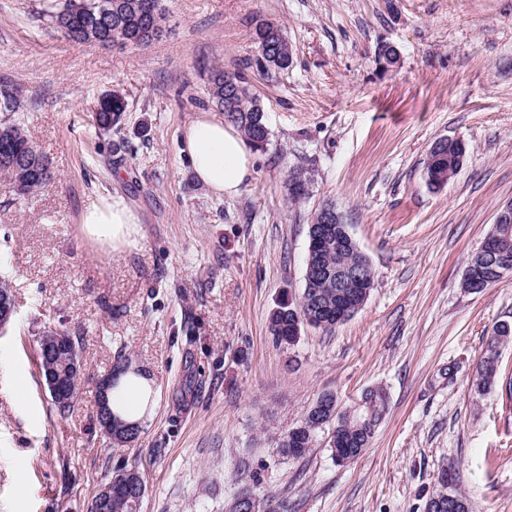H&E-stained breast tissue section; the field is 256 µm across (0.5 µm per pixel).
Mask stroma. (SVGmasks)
Returning a JSON list of instances; mask_svg holds the SVG:
<instances>
[{
    "mask_svg": "<svg viewBox=\"0 0 512 512\" xmlns=\"http://www.w3.org/2000/svg\"><path fill=\"white\" fill-rule=\"evenodd\" d=\"M38 5L0 0V80L20 88L19 115L55 174L22 202L0 174V278L16 304L0 331V512H88L120 464L144 478L140 512H229L245 471L258 497L288 496L296 512H423L443 469L471 512H512V343L491 389L476 387L489 337L512 323V277L461 286L512 199V0H165L158 39L108 48L60 39ZM261 19L292 44L287 71L253 65ZM385 42L401 53L387 73ZM215 66L247 80L270 130L224 198L181 144L213 109ZM114 90L128 108L104 134L92 111ZM442 137L467 156L433 191L425 161ZM293 170L310 180L298 201ZM112 194L140 216L136 247L83 231L85 208ZM326 202L374 286L335 330L276 344L269 315L300 296ZM50 329L83 336L93 374L120 350L149 372L152 412L132 443L100 429L93 385L58 413L36 356ZM373 386L387 413L353 463L336 465L322 434L303 458L278 455L323 392L347 406Z\"/></svg>",
    "mask_w": 512,
    "mask_h": 512,
    "instance_id": "stroma-1",
    "label": "stroma"
}]
</instances>
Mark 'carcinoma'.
I'll use <instances>...</instances> for the list:
<instances>
[{"mask_svg":"<svg viewBox=\"0 0 512 512\" xmlns=\"http://www.w3.org/2000/svg\"><path fill=\"white\" fill-rule=\"evenodd\" d=\"M38 17L46 21L59 37L77 44L101 46H144L157 39L163 32L166 8L163 0H42ZM256 69L266 75L287 70L293 63V49L283 29L268 20H260L254 30ZM210 102L224 113V122L236 127L246 141L256 150L266 147L270 137L265 112L260 99L250 90L245 78L228 76L224 70L213 67L208 74ZM21 105L17 86L0 83V172L10 175L12 189L19 199H24L52 179L47 160L28 138L22 122L14 115ZM127 111V102L120 93L110 92L98 98L93 110L94 125L109 133L119 125ZM466 160L465 145L456 141L436 151L430 150L425 170L428 185L442 189L433 182L439 174L453 172ZM324 215L317 210L313 216L308 236L315 238L312 256L326 269L323 279L310 280L309 268H304V280L311 286L302 288L301 302H280L269 316L268 330L273 340L282 345L294 339V314L307 319L309 326L330 331L336 328V310L344 289L336 284V265L363 263V276L368 288L374 286V273L369 258L358 246L342 253L337 249L336 239L344 236L345 224L332 225L331 234H321ZM504 342V337L493 336L488 345L489 356L477 369L478 387L485 389L495 382L497 364L494 354ZM374 424L364 429L355 423H345L339 439L330 447L333 457H341L354 450H366L377 428L382 423L388 408V398L380 397L372 403ZM336 405L323 410L324 427L314 425L308 417L300 424L288 429L283 439H295L293 458L304 457L310 450L316 434L330 429V417ZM145 490L140 472L133 466H119L112 472V512H137L140 504L139 491Z\"/></svg>","mask_w":512,"mask_h":512,"instance_id":"obj_1","label":"carcinoma"}]
</instances>
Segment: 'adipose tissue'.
I'll return each mask as SVG.
<instances>
[{
  "instance_id": "ef3b65f1",
  "label": "adipose tissue",
  "mask_w": 512,
  "mask_h": 512,
  "mask_svg": "<svg viewBox=\"0 0 512 512\" xmlns=\"http://www.w3.org/2000/svg\"><path fill=\"white\" fill-rule=\"evenodd\" d=\"M182 144L196 180L220 196H234L250 178L253 155L237 131L210 113L204 112L184 129ZM81 222L87 236L103 245L137 244L139 215L123 196L112 195L88 207ZM150 393L145 379L126 374L112 400L125 420H141L148 408Z\"/></svg>"
}]
</instances>
